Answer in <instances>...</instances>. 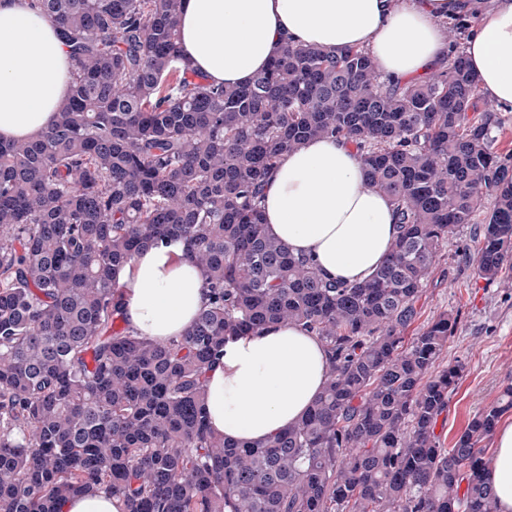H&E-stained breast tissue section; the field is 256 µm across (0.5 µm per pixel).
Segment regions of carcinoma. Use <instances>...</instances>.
I'll return each mask as SVG.
<instances>
[{
  "label": "carcinoma",
  "mask_w": 512,
  "mask_h": 512,
  "mask_svg": "<svg viewBox=\"0 0 512 512\" xmlns=\"http://www.w3.org/2000/svg\"><path fill=\"white\" fill-rule=\"evenodd\" d=\"M183 0H33L74 83L36 140L0 141V512H62L107 490L124 512H498L482 443L512 385L448 448L436 433L463 366L457 318L415 336L416 303L462 224L474 274L512 267V152L448 18V64L392 84L361 49L286 43L249 84L182 64ZM344 138L398 216L364 282L324 278L265 228L264 180L312 137ZM182 243L209 303L179 336L131 332L116 272ZM317 336L321 394L261 444L208 428L204 382L226 340L270 325Z\"/></svg>",
  "instance_id": "1"
}]
</instances>
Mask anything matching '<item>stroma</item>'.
Returning a JSON list of instances; mask_svg holds the SVG:
<instances>
[{"mask_svg": "<svg viewBox=\"0 0 512 512\" xmlns=\"http://www.w3.org/2000/svg\"><path fill=\"white\" fill-rule=\"evenodd\" d=\"M478 249L473 225L457 228L423 287L419 314L409 329L417 334L446 311L458 317L442 361L460 363L464 371L436 428L449 446L475 413L491 405L503 386L512 384V269H504L492 282L477 278Z\"/></svg>", "mask_w": 512, "mask_h": 512, "instance_id": "obj_1", "label": "stroma"}]
</instances>
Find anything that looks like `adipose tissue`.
Returning a JSON list of instances; mask_svg holds the SVG:
<instances>
[{
	"mask_svg": "<svg viewBox=\"0 0 512 512\" xmlns=\"http://www.w3.org/2000/svg\"><path fill=\"white\" fill-rule=\"evenodd\" d=\"M459 0H184L181 53L209 82L245 85L285 41L335 52L367 50L384 79L441 68L444 25ZM467 58L484 95L512 108V0L476 12ZM71 62L52 23L31 0H0V141L37 138L67 97ZM268 234L312 259L325 277L366 280L398 235L391 201L369 186L345 140L313 138L283 154L263 187ZM128 327L165 341L207 303L205 272L184 245L151 247L122 267ZM328 360L317 336L291 325L226 342L206 373L211 432L264 442L294 425L320 394ZM492 483L512 512V422L494 435Z\"/></svg>",
	"mask_w": 512,
	"mask_h": 512,
	"instance_id": "obj_1",
	"label": "adipose tissue"
}]
</instances>
